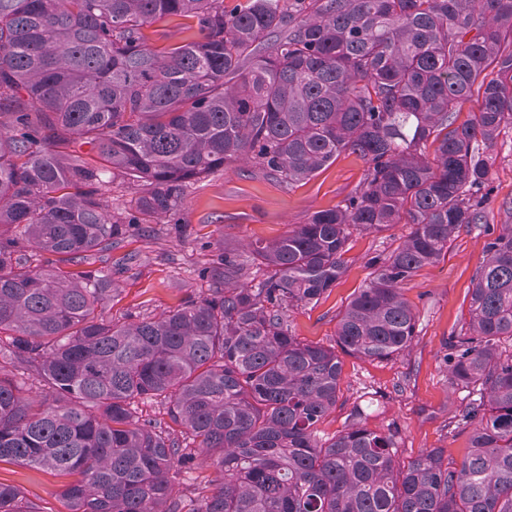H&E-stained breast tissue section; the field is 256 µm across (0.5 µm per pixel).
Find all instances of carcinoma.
I'll use <instances>...</instances> for the list:
<instances>
[{
    "instance_id": "1",
    "label": "carcinoma",
    "mask_w": 512,
    "mask_h": 512,
    "mask_svg": "<svg viewBox=\"0 0 512 512\" xmlns=\"http://www.w3.org/2000/svg\"><path fill=\"white\" fill-rule=\"evenodd\" d=\"M171 16L201 38L149 46L144 26ZM475 92L478 112L455 124ZM511 123L512 0H0V461L73 477L67 512H183L175 479L195 462L216 479L188 512H512V224L488 241L448 340L449 380L476 394L457 420L471 430L461 461L427 448L400 465L395 434L357 409L316 439L341 355L410 348L403 286L483 220L484 149ZM345 151L364 181L248 244L256 287L226 245L202 270L210 294L121 324L98 313L115 280L93 264L126 226L173 216L191 181L236 164L293 186ZM116 180L135 200L114 213ZM394 224L412 230L371 258L335 345L292 336L286 311L336 286L352 233ZM144 398L193 446L136 418ZM0 512L36 510L0 483Z\"/></svg>"
}]
</instances>
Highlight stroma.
Returning a JSON list of instances; mask_svg holds the SVG:
<instances>
[{
	"label": "stroma",
	"instance_id": "1",
	"mask_svg": "<svg viewBox=\"0 0 512 512\" xmlns=\"http://www.w3.org/2000/svg\"><path fill=\"white\" fill-rule=\"evenodd\" d=\"M486 154L491 168L482 190V224L462 228L440 262L420 269L404 287L417 320L411 347L389 361L344 356L345 403L321 425L319 441L343 430L357 408L367 428L394 432L399 463L427 448L445 449L449 460L457 461L469 448V431L455 424L469 397L448 379L446 342L468 317L469 288L492 231L512 224V124L502 127ZM367 168L365 160L346 152L300 186L234 167L190 182L174 223L155 225L150 234L143 226H128L102 262V270L115 271L120 284L106 316L116 323L154 317L179 307L188 296L207 293L211 283L200 271L219 248L276 239L312 213L336 207L357 188ZM410 230V225L396 224L381 233L353 232L347 269L336 286L318 304L289 311L292 336L334 345L340 312L374 275L372 257L394 249ZM131 254L136 262H128ZM0 482L16 486L36 512H65L61 492L66 477L0 462Z\"/></svg>",
	"mask_w": 512,
	"mask_h": 512
}]
</instances>
